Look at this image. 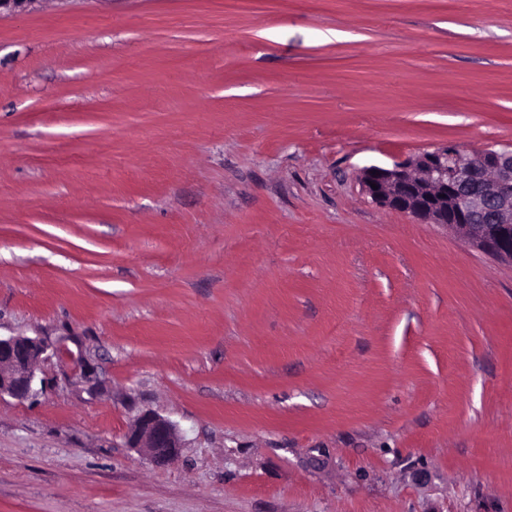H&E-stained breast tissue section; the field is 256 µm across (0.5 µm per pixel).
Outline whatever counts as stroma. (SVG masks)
I'll return each instance as SVG.
<instances>
[{
    "instance_id": "obj_1",
    "label": "stroma",
    "mask_w": 512,
    "mask_h": 512,
    "mask_svg": "<svg viewBox=\"0 0 512 512\" xmlns=\"http://www.w3.org/2000/svg\"><path fill=\"white\" fill-rule=\"evenodd\" d=\"M512 150V0L0 17V512H512V264L360 171ZM173 422L165 464L128 447ZM41 337L0 336V399L4 396L24 401L36 395V376L41 363L51 356L61 358L62 354L73 357L61 347L52 348ZM126 443L131 448H141L156 463L168 461L182 446L176 426L151 410L135 418L126 434Z\"/></svg>"
}]
</instances>
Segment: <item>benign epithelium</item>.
<instances>
[{"instance_id": "1", "label": "benign epithelium", "mask_w": 512, "mask_h": 512, "mask_svg": "<svg viewBox=\"0 0 512 512\" xmlns=\"http://www.w3.org/2000/svg\"><path fill=\"white\" fill-rule=\"evenodd\" d=\"M36 2L0 0V16L24 12ZM360 181L378 206L425 224L450 226L473 248L512 263V218L503 208V203L512 202V151L482 148L462 163L459 151L447 144L389 167H366ZM64 354L70 352L53 348L38 336L0 337V398H32L41 363ZM126 443L142 449L156 463L168 461L182 447L176 426L151 410L135 418Z\"/></svg>"}]
</instances>
